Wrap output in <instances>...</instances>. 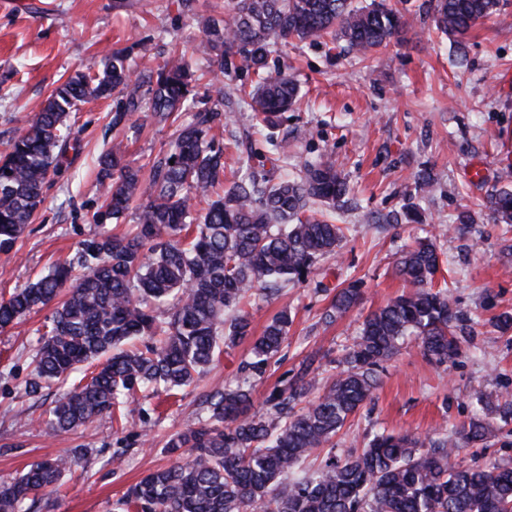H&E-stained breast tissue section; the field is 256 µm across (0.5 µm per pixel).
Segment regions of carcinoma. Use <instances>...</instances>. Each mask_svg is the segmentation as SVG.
<instances>
[{"label": "carcinoma", "mask_w": 512, "mask_h": 512, "mask_svg": "<svg viewBox=\"0 0 512 512\" xmlns=\"http://www.w3.org/2000/svg\"><path fill=\"white\" fill-rule=\"evenodd\" d=\"M436 29L464 48L500 0H430ZM405 14L390 0H232L221 17L203 20L202 53L223 77L244 68L256 75L244 96L255 121L274 129L297 101V79L268 57L290 39L342 42L366 57L399 35ZM131 48L113 50L103 71L76 70L51 94L0 159V250L12 248L60 176L70 150L81 149L70 113L88 99L119 95L112 127L141 112L159 122L182 111L195 78L182 56L144 77L133 76ZM221 114L201 109L176 129L148 177L114 146L99 158L105 203L93 221L118 220L136 209L122 235L96 232L75 260L0 300V330L58 301L32 355L25 392L37 396L87 364L85 383L59 399L44 421L49 435L123 412L137 391L148 401L196 384L221 353L220 344L252 335L247 305L257 291L303 280L314 262L336 251L343 228L311 214L319 201L336 206L349 186L333 161L307 163L301 175L277 181L261 172L266 157L247 156L245 170L224 183V145L212 134ZM210 199L192 217L190 202ZM491 219L512 224V188L486 201ZM440 268L434 239H420L396 262L411 291L366 314L338 361L336 378L318 387L311 366L273 390L265 414H247L251 390L226 387L204 395L197 421L172 435L166 452L186 460L153 471L118 501L127 512H512V464L462 465L460 443H484L489 431L473 419L460 431H435L427 442L384 432L361 448L336 453L333 438L373 399L378 371L407 336L440 364L461 354L466 317L446 290L433 289ZM361 289L336 292L326 318L360 305ZM282 311L253 339L242 368L262 376L288 339ZM318 392L304 409L301 399ZM319 467L288 474L319 448ZM68 462L41 460L0 481V512H31L59 489Z\"/></svg>", "instance_id": "1"}]
</instances>
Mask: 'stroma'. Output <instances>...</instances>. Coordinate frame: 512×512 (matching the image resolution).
<instances>
[{"mask_svg": "<svg viewBox=\"0 0 512 512\" xmlns=\"http://www.w3.org/2000/svg\"><path fill=\"white\" fill-rule=\"evenodd\" d=\"M114 2L0 0V153L69 74L100 73L107 50L133 47L132 68L141 76L176 48L198 74V101L224 115L214 133L225 147V180L234 179L247 154L275 155L278 141L288 149L279 156L276 174L295 176L305 162L333 160L349 182V195L335 210L320 203L313 210L328 213L344 237L337 254L320 259L305 280L253 297L255 332L280 311L293 318L287 341L263 377L242 368L251 341L222 345L200 385L186 388L157 413L137 393L120 419L106 416L91 427L44 437L38 423L64 390L55 386L29 397L24 387L29 354L48 312L32 313L0 331V480L35 461L85 448L88 457L73 458L57 496L38 502L35 512H116L117 500L131 485L174 463L165 443L193 424L203 393L249 386L250 410L262 414L270 392L291 381L306 359H313L317 378L330 379L362 314L407 291L394 273L395 262L429 235L446 259L435 284L449 287L467 318L463 353L455 363L438 364L424 356L415 339H406L380 369L372 401L337 433L336 448L362 447L383 431L427 439L441 425L454 433L477 416L491 436L487 443L463 447L459 462L512 463V422H504L493 407L481 413L475 408L479 394L492 403L512 397V329L495 325L502 313L512 314V252L504 248L505 225L493 223L483 207L504 187L505 169H512V0H500L497 12L472 31L462 66L456 47L435 30L427 0H408L405 31L366 61L340 43L292 40L278 46L269 65L291 69L301 99L270 141L253 132L252 112L236 92L254 84L252 72L243 69L216 80L197 52L200 18L223 13L228 0H193L190 13L180 0H127L124 9ZM116 106L113 99H92L71 113L82 148L69 154L65 171L14 248L0 251V298L71 260L80 243L97 232L98 157L113 141H122L128 159L145 166L170 141L174 124L142 114L113 128ZM424 169L432 177L426 189L416 182ZM409 204L423 212L425 223H381V216ZM464 211L473 221L462 229L458 217ZM352 282L363 291L359 309L326 321L337 290Z\"/></svg>", "mask_w": 512, "mask_h": 512, "instance_id": "stroma-1", "label": "stroma"}]
</instances>
